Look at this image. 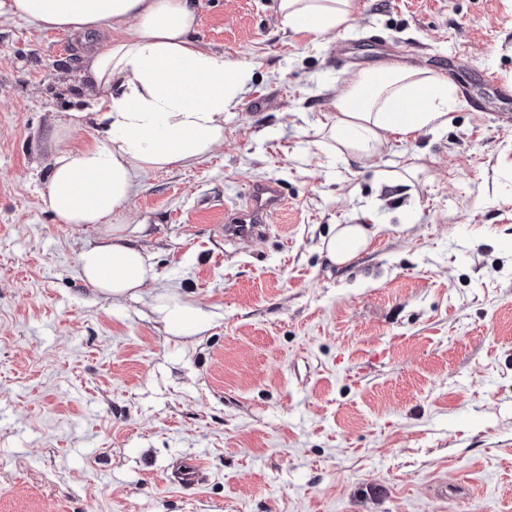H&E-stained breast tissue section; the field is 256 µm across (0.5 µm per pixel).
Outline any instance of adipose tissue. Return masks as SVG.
<instances>
[{
    "label": "adipose tissue",
    "mask_w": 512,
    "mask_h": 512,
    "mask_svg": "<svg viewBox=\"0 0 512 512\" xmlns=\"http://www.w3.org/2000/svg\"><path fill=\"white\" fill-rule=\"evenodd\" d=\"M278 11L284 26L319 36L348 24L354 2L278 0ZM1 16L93 40L85 77L99 94L92 108L98 137L78 153L56 156L44 196L59 223L98 231L78 254L81 278L115 300L151 295L166 333L201 334L199 309L151 294L152 265L112 217L129 204L140 173L193 164L223 144L224 115L239 103L251 66L193 39L195 0H0ZM454 104L446 80L393 61L346 80L322 133L340 153L362 160L390 137L447 130ZM370 240L366 225L343 224L323 250L342 265Z\"/></svg>",
    "instance_id": "adipose-tissue-1"
}]
</instances>
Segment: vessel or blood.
<instances>
[{"mask_svg":"<svg viewBox=\"0 0 512 512\" xmlns=\"http://www.w3.org/2000/svg\"><path fill=\"white\" fill-rule=\"evenodd\" d=\"M283 204L281 190L276 182L253 184L247 191L241 207L225 211L221 234L228 239H249L262 235L266 219Z\"/></svg>","mask_w":512,"mask_h":512,"instance_id":"vessel-or-blood-1","label":"vessel or blood"}]
</instances>
